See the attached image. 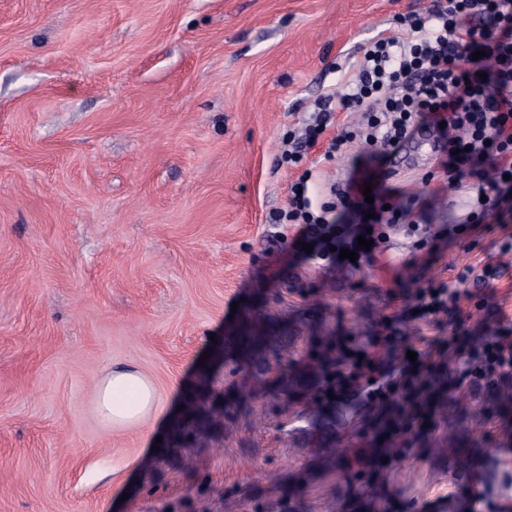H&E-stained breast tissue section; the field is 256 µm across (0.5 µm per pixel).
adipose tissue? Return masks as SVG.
Wrapping results in <instances>:
<instances>
[{
    "mask_svg": "<svg viewBox=\"0 0 512 512\" xmlns=\"http://www.w3.org/2000/svg\"><path fill=\"white\" fill-rule=\"evenodd\" d=\"M94 411L115 431L141 427L154 421L160 398L153 381L130 367H113L98 378L94 387Z\"/></svg>",
    "mask_w": 512,
    "mask_h": 512,
    "instance_id": "adipose-tissue-1",
    "label": "adipose tissue"
}]
</instances>
